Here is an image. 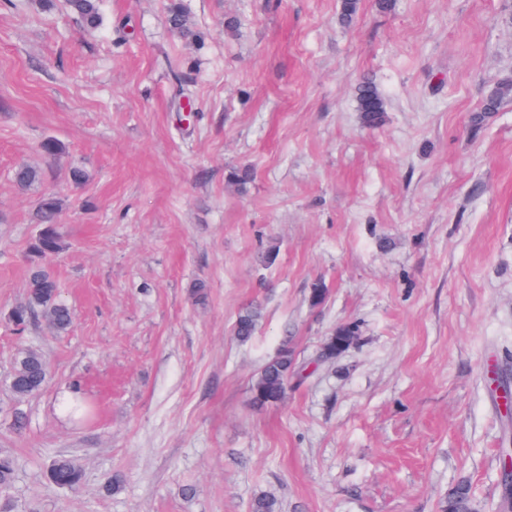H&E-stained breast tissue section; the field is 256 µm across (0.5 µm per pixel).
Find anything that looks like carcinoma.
<instances>
[{"label":"carcinoma","instance_id":"carcinoma-1","mask_svg":"<svg viewBox=\"0 0 512 512\" xmlns=\"http://www.w3.org/2000/svg\"><path fill=\"white\" fill-rule=\"evenodd\" d=\"M69 9L86 27L99 26V0H67ZM168 22L172 30L183 37L195 36L190 19L183 8L175 3L168 9ZM512 94V83L501 84L483 102L481 112L473 117V123H482L498 110L501 101ZM358 111L363 123L373 127L382 122L385 101L374 82L366 80L356 92ZM40 169L22 165L15 169L13 181L20 190H27L42 180ZM62 204L59 198L46 194L38 200L32 221L40 225L39 233L31 247L27 292L25 301L15 306L10 320L21 330L41 315L48 326L58 333L65 332L72 323L70 309L58 299V283L48 261L63 249L62 236L58 231ZM262 318L260 305L251 303L238 314L235 333L245 342L252 338ZM357 328L342 325L327 337L321 348V356L334 359L349 349L357 338ZM296 366L292 351L283 345L277 355L261 369L251 387L254 406L262 408L281 402L286 395L288 378L295 374ZM47 379V364L42 355L34 350H24L15 358L11 376V389L19 397H30L41 391ZM15 476V462L9 455L0 454V490H7ZM51 484L60 488L75 489L80 486L82 470L72 458L59 456L52 460L48 471ZM470 486L463 480L448 492L446 512H469ZM251 512H281L279 500L272 494L255 497Z\"/></svg>","mask_w":512,"mask_h":512}]
</instances>
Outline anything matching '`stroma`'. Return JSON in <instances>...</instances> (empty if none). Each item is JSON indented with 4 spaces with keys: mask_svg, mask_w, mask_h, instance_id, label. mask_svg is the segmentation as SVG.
<instances>
[{
    "mask_svg": "<svg viewBox=\"0 0 512 512\" xmlns=\"http://www.w3.org/2000/svg\"><path fill=\"white\" fill-rule=\"evenodd\" d=\"M167 3L103 0L87 31L65 0H0V453L18 461L15 512H249L262 493L281 512H443L462 478L472 512H498L512 96L471 118L512 81V0H359L349 26L339 0H180L193 39ZM365 78L386 103L371 128ZM48 137L59 160L39 150ZM20 164L43 181L19 190ZM243 166L252 179L229 182ZM47 193L63 204L62 335L9 320ZM346 324L355 344L322 360ZM285 344L299 372L281 403L254 408L252 381ZM22 349L48 377L20 400L8 376ZM67 391L91 420L69 417ZM58 456L81 466L79 489L49 484ZM168 22L172 30L183 37L197 36L190 19L180 5L172 3L168 9ZM358 111L363 123L373 127L382 122L385 113V101L373 81L359 84L356 92ZM512 94V83L505 82L501 84L492 94L483 102L481 112L473 117L474 124L482 123L489 115L498 110L501 101ZM261 318L262 309L260 305L251 303L244 307L238 314L235 324V333L238 338L243 342L250 340Z\"/></svg>",
    "mask_w": 512,
    "mask_h": 512,
    "instance_id": "35a3bbf8",
    "label": "stroma"
}]
</instances>
